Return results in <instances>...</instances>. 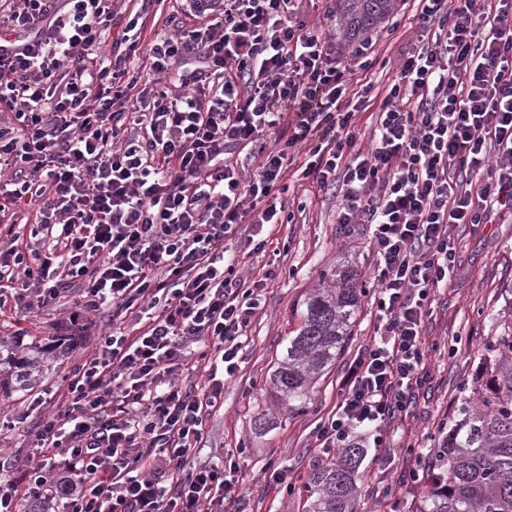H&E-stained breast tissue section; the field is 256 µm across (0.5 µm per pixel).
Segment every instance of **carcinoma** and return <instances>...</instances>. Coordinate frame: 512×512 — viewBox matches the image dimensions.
I'll list each match as a JSON object with an SVG mask.
<instances>
[{
	"instance_id": "cac0c4a2",
	"label": "carcinoma",
	"mask_w": 512,
	"mask_h": 512,
	"mask_svg": "<svg viewBox=\"0 0 512 512\" xmlns=\"http://www.w3.org/2000/svg\"><path fill=\"white\" fill-rule=\"evenodd\" d=\"M394 0H336L342 37L355 41L385 20ZM336 287L305 298L296 334L288 337L273 381L288 410L307 404L313 379L336 362L355 322L363 289L348 266L331 271ZM501 331L486 345L484 381L472 389L437 448L429 449L428 474L419 512H512V302ZM54 354L33 345L26 354L0 337V377L23 390L33 373L53 370ZM365 448L351 440L334 459H325L305 484V512H356L358 470Z\"/></svg>"
}]
</instances>
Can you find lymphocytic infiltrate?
Masks as SVG:
<instances>
[{
  "label": "lymphocytic infiltrate",
  "mask_w": 512,
  "mask_h": 512,
  "mask_svg": "<svg viewBox=\"0 0 512 512\" xmlns=\"http://www.w3.org/2000/svg\"><path fill=\"white\" fill-rule=\"evenodd\" d=\"M301 2L191 0L192 27L146 43L153 0L115 38L112 0H0V40H19L0 54V224L38 233L0 244V310L112 308L22 478L0 465V512L45 492L59 512H240L235 468L198 461L261 304L224 240L258 251L268 226L292 223L290 178L338 189V223L371 230L376 332L318 447L362 427L382 444L410 407L432 296L456 271L452 226L512 209V0H417L420 32L366 144L358 102L375 85L353 74L372 65L343 60ZM190 56L199 67L171 79ZM194 343L209 365L199 391L181 379Z\"/></svg>",
  "instance_id": "f902f5d3"
}]
</instances>
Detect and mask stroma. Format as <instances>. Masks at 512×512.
<instances>
[{
  "instance_id": "obj_1",
  "label": "stroma",
  "mask_w": 512,
  "mask_h": 512,
  "mask_svg": "<svg viewBox=\"0 0 512 512\" xmlns=\"http://www.w3.org/2000/svg\"><path fill=\"white\" fill-rule=\"evenodd\" d=\"M394 16L397 32L383 25L367 37L373 53L391 62L375 74L382 87L395 77L394 63L411 49L418 28L413 0H397ZM338 204L335 190L310 193L305 213L296 214L294 223L275 225L263 250L249 252L237 237L225 242L238 259L239 275L262 281L264 307L240 339L241 368L224 384V406L206 423L198 459L211 463L221 455L236 462L246 491L244 512H303V486L325 457L315 445V428L335 411L339 381L374 334L375 313L364 295L341 357L314 380L305 408L286 411L271 375L298 326L297 307L312 289L327 287L325 275L338 263L353 268L360 283L371 278L369 227L338 223ZM452 234L457 270L448 287L436 291L424 323L425 377L414 404L387 425L384 447L365 438L357 512H419L427 453L470 397L497 315L512 298V211H495L487 224L457 225ZM0 336L23 351L34 343L56 349L54 371L38 377L32 388H0V455L23 461L33 451L43 416L58 407L65 377L92 350L94 339L81 322L55 308L21 305L0 314Z\"/></svg>"
}]
</instances>
